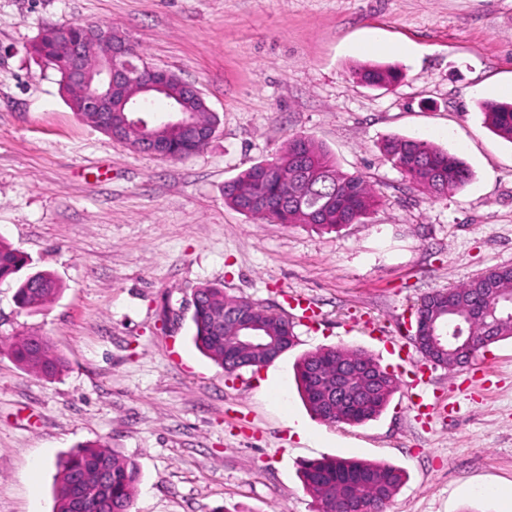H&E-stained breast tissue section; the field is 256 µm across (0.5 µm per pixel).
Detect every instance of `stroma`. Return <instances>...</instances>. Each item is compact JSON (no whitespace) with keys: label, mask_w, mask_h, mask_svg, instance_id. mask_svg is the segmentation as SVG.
I'll list each match as a JSON object with an SVG mask.
<instances>
[{"label":"stroma","mask_w":512,"mask_h":512,"mask_svg":"<svg viewBox=\"0 0 512 512\" xmlns=\"http://www.w3.org/2000/svg\"><path fill=\"white\" fill-rule=\"evenodd\" d=\"M66 23L115 27L200 88L220 120L204 149L161 159L82 122L29 51ZM370 39L382 50L361 53ZM368 63L402 78L367 86ZM506 85L512 0H0V236L62 285L23 309L0 281V339L47 336L67 363L46 379L0 352V512H53L57 460L96 440L141 468L131 512H313L300 468L322 457L399 467L386 512H512V338L453 370L411 339L422 297L512 266V143L480 108ZM297 133L379 193L358 223L225 202V182ZM392 137L449 149L471 180L430 197L389 161ZM205 283L276 312L305 298L318 319L272 365L228 377L193 343ZM326 346L398 375L378 418L333 424L303 404L294 365Z\"/></svg>","instance_id":"obj_1"}]
</instances>
